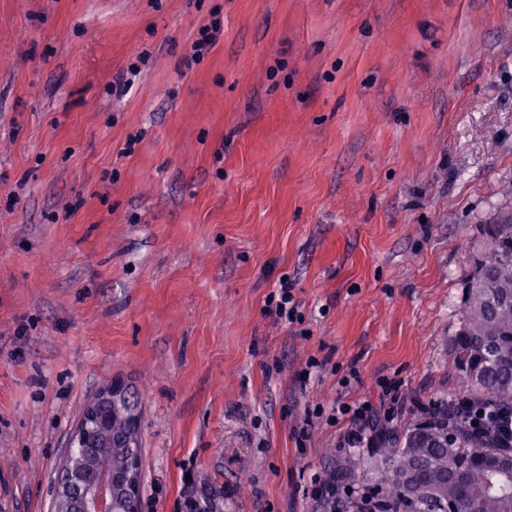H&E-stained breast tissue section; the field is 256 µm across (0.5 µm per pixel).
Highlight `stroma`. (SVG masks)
Here are the masks:
<instances>
[{
    "instance_id": "1",
    "label": "stroma",
    "mask_w": 512,
    "mask_h": 512,
    "mask_svg": "<svg viewBox=\"0 0 512 512\" xmlns=\"http://www.w3.org/2000/svg\"><path fill=\"white\" fill-rule=\"evenodd\" d=\"M505 213L512 0H0V512H51L116 379L141 512H182L189 472L217 512H320L304 486L349 453L373 486L326 414L380 379L404 424L460 394L462 288ZM284 275L303 323L266 306ZM219 29V22L214 20L209 26H202L198 30V38L193 44V54L191 61L197 62L204 56L211 46L214 44L215 35Z\"/></svg>"
}]
</instances>
